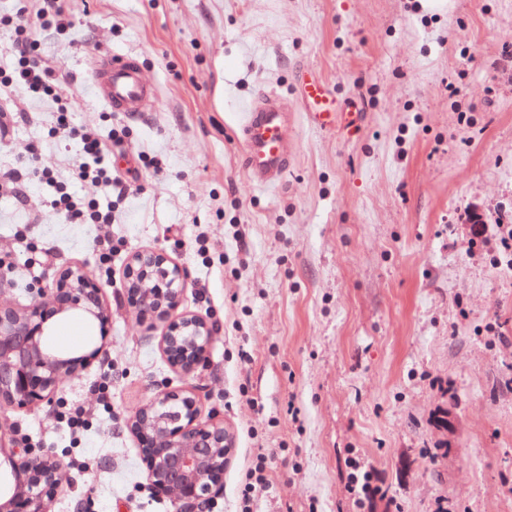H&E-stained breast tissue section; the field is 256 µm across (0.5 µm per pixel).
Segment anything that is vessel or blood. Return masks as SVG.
I'll list each match as a JSON object with an SVG mask.
<instances>
[{
	"mask_svg": "<svg viewBox=\"0 0 512 512\" xmlns=\"http://www.w3.org/2000/svg\"><path fill=\"white\" fill-rule=\"evenodd\" d=\"M89 72L101 99L115 112H144L156 96L155 86L142 73L137 57L112 52L96 54ZM325 87L316 78H307L305 97L317 106L313 119L317 127L332 129L334 113L322 111ZM288 123V107L275 92H262L243 108L241 135L243 164L248 178L255 185H274L288 168V144L283 130Z\"/></svg>",
	"mask_w": 512,
	"mask_h": 512,
	"instance_id": "1",
	"label": "vessel or blood"
}]
</instances>
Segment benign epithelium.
Returning <instances> with one entry per match:
<instances>
[{
    "label": "benign epithelium",
    "instance_id": "7a95c632",
    "mask_svg": "<svg viewBox=\"0 0 512 512\" xmlns=\"http://www.w3.org/2000/svg\"><path fill=\"white\" fill-rule=\"evenodd\" d=\"M128 303L146 330L163 322L160 345L169 364L193 372L207 357L214 328L202 316L179 311L185 274L161 249L134 253L123 271ZM80 317L97 325L98 343L60 350L52 346L56 324ZM109 334L101 287L83 267L56 277L47 299L21 307L0 289V408L18 409L52 398L59 383L75 377L102 352ZM135 434L156 492L177 512H201L224 483L230 438L224 424L202 418L199 398L182 389L157 394L127 423ZM11 480L0 492V512H46L62 486L61 464L46 455L23 466L6 456Z\"/></svg>",
    "mask_w": 512,
    "mask_h": 512
}]
</instances>
